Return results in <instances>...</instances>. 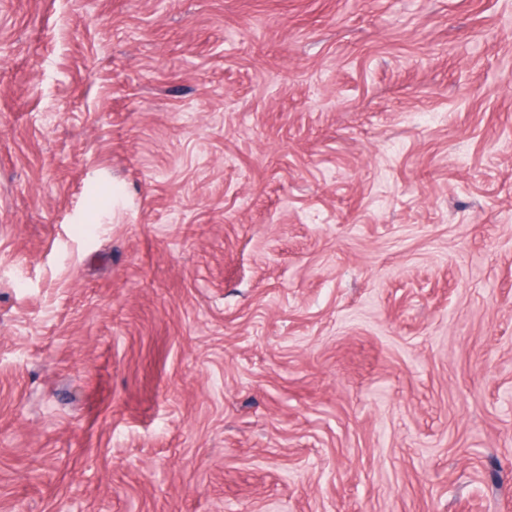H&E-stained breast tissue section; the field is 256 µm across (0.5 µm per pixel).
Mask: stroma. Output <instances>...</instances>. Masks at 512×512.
<instances>
[{"mask_svg":"<svg viewBox=\"0 0 512 512\" xmlns=\"http://www.w3.org/2000/svg\"><path fill=\"white\" fill-rule=\"evenodd\" d=\"M0 512H512V0H0Z\"/></svg>","mask_w":512,"mask_h":512,"instance_id":"35a3bbf8","label":"stroma"}]
</instances>
